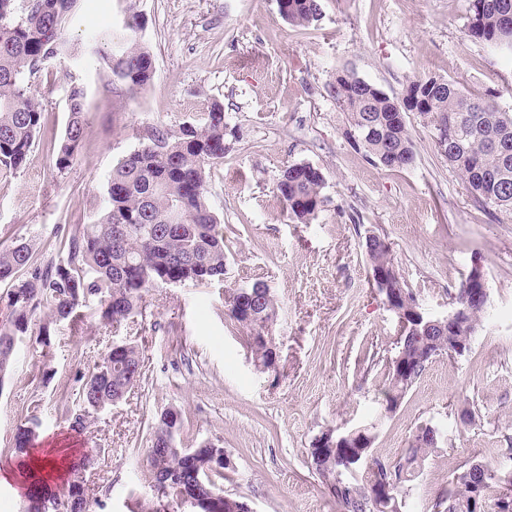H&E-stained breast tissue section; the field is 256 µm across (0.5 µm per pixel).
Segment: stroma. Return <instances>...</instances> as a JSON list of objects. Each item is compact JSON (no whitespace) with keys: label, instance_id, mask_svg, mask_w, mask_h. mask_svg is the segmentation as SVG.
<instances>
[{"label":"stroma","instance_id":"obj_1","mask_svg":"<svg viewBox=\"0 0 512 512\" xmlns=\"http://www.w3.org/2000/svg\"><path fill=\"white\" fill-rule=\"evenodd\" d=\"M320 4V20L302 27L281 18L276 0H82L68 28L72 42L139 12L156 72L142 93L124 99L95 55L43 76L45 137L20 170L0 173V248L26 240L39 257L56 254L58 227L96 219L113 162L146 127L178 128L216 99L235 131L209 178L227 263L223 282L150 289L144 316L134 320L109 327L90 316L76 331L51 326L48 346L21 343L0 382V475L13 474L0 483V512H21L32 498L15 449L17 429L31 417L40 422V447L96 454L84 474L90 512H131L153 499L150 426L170 407L182 413L183 447L223 445L236 471L216 485L254 512H336L310 448L337 426L375 425L373 451L385 458L407 448L421 423L447 426V445L415 483L413 512H432L461 461L487 463L490 449L512 448V221L475 203L413 113L405 120L414 163L389 169L370 161L329 89L343 69L392 97L435 76L512 113V56L467 36L469 0ZM73 73L86 92L85 136L77 160L60 171L45 139L63 129ZM297 162L325 177L327 202L309 224L290 219L274 192L281 171ZM370 232L390 242L424 311L447 314L450 293L476 258L490 294L473 352L437 357L388 415L383 369L368 359L393 355L400 326L370 277ZM260 281L281 307L276 375L255 371L245 329L224 316L225 290ZM116 340L141 348L140 384L73 431L81 378ZM466 403L475 417L463 425L457 412Z\"/></svg>","mask_w":512,"mask_h":512}]
</instances>
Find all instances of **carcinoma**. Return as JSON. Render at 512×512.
I'll return each mask as SVG.
<instances>
[{"label":"carcinoma","instance_id":"obj_1","mask_svg":"<svg viewBox=\"0 0 512 512\" xmlns=\"http://www.w3.org/2000/svg\"><path fill=\"white\" fill-rule=\"evenodd\" d=\"M80 0H0V172H16L27 162L37 136L45 128V113L38 100L39 78L55 64L79 55L67 37L70 19ZM280 16L291 25L306 26L321 15L319 0H277ZM143 21L130 14L119 30L92 36L94 53L105 47L114 90L132 97L153 79V56L141 41ZM467 35L488 47L512 53V0H470ZM331 94L350 114L353 139L381 165L404 168L413 164L415 151L405 114L420 118L440 115V126L430 127L432 139L445 138L443 156L448 167L468 184L474 200L494 214L512 220V113L502 112L493 100L464 92L450 79L429 77L411 81L399 100L348 71H339ZM67 120L62 136L50 141L54 166L64 170L76 161L84 140L85 92L79 77L71 76L66 97ZM228 129L224 106L212 101L197 120L178 129L151 127L152 138L117 160L108 176L104 207L92 224L67 227L62 251L39 259L34 245L21 241L0 250V282L11 283L3 297L6 312L0 318V384L10 372L17 345L29 335L32 319L43 311L55 323L75 327L89 315L104 325H119L143 314L144 296L168 283L210 284L224 279V225L210 203V170L224 162V137ZM306 162L289 165L274 191L288 216L308 224L325 202V177ZM373 258L392 271L387 287H378L385 304L386 289L398 290L405 299L394 307L410 315L419 300L406 287L392 257L391 243L376 245ZM253 311L251 320L230 313L239 298ZM483 311L459 310L453 330L436 325L409 324L406 339L396 346L385 364L382 391L385 411L393 412L421 377L398 373L395 358L412 362L428 347L448 342V336L474 340ZM224 315L246 328L247 337L272 335L279 305L270 288L256 282L228 291ZM143 357L138 345L124 342L110 349L84 376L78 392V412L72 427L86 428L95 414L121 401L140 381ZM182 415L175 409L160 413L151 426L147 450L156 489L185 487L195 491L178 512H213L207 500L224 493L213 477L224 476L234 463H222L224 449L206 442L184 448L177 440ZM39 423L31 418L16 435L22 452L37 436ZM375 426L346 431L347 447L333 457L312 459L317 475L331 468L343 486L333 497L338 512H370L355 495L381 479L392 483L390 492L401 512L406 510L413 482L424 462L443 448L448 429L424 423L416 427L408 448L399 455L395 472L375 470L381 459L372 453ZM350 454L363 464L349 469L338 459ZM94 464L87 455L73 478L56 493L31 504L29 512H89L90 499L81 469ZM502 495L512 500V466L482 464L467 459L448 482V490L434 507L441 512H496Z\"/></svg>","mask_w":512,"mask_h":512}]
</instances>
